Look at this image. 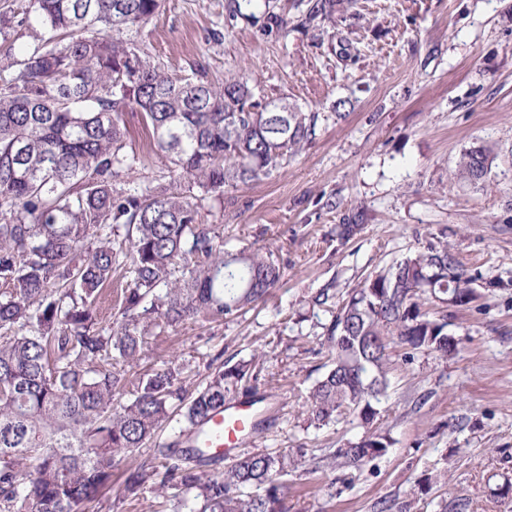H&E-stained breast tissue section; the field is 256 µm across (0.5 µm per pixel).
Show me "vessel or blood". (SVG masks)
I'll list each match as a JSON object with an SVG mask.
<instances>
[{
    "instance_id": "vessel-or-blood-1",
    "label": "vessel or blood",
    "mask_w": 512,
    "mask_h": 512,
    "mask_svg": "<svg viewBox=\"0 0 512 512\" xmlns=\"http://www.w3.org/2000/svg\"><path fill=\"white\" fill-rule=\"evenodd\" d=\"M257 419L253 406L239 401L213 413L204 426L210 457L217 461L232 459L244 435L250 433Z\"/></svg>"
}]
</instances>
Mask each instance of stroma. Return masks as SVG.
<instances>
[{"label":"stroma","instance_id":"stroma-1","mask_svg":"<svg viewBox=\"0 0 512 512\" xmlns=\"http://www.w3.org/2000/svg\"><path fill=\"white\" fill-rule=\"evenodd\" d=\"M28 0H0V74L38 45L36 21L18 24ZM314 0H163L138 40L177 77L218 83L243 75L269 97H288L317 113L298 155L259 181L225 188L202 202V222L229 250L266 247L285 280L264 306L219 326L188 323L150 338L136 377L178 355L186 386L204 382L217 353L263 356L273 403L263 436L241 452L304 449L288 478L290 512H376L383 499L409 500L412 512H440V501L469 498L470 512H512L494 490L512 480V0H355L332 20L306 24ZM123 184L175 188L172 166L147 145L139 111L123 115ZM489 150L482 185L452 180L460 153ZM341 224L361 225L350 240ZM447 239L479 297L454 311L456 343L447 360L405 359L391 344L388 397L378 427L393 446L349 474L316 468L322 449L360 436L343 422L307 427V393L328 350L330 316L308 299L341 294L410 249ZM505 280L502 288L491 287ZM431 475L432 487L419 482ZM121 475L80 512H156L151 490L120 492Z\"/></svg>","mask_w":512,"mask_h":512}]
</instances>
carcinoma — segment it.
<instances>
[{"label": "carcinoma", "instance_id": "1", "mask_svg": "<svg viewBox=\"0 0 512 512\" xmlns=\"http://www.w3.org/2000/svg\"><path fill=\"white\" fill-rule=\"evenodd\" d=\"M162 0H30L40 44L0 80V512H79L146 444L124 494L148 488L180 512H289L295 453L258 450L211 470L196 446L210 415L239 398L264 401L262 357L230 359L188 391L176 361L129 382L157 329L224 323L281 287L273 251L224 249L201 222L198 189L224 193L268 176L297 155L317 115L291 102L288 120L232 76L221 84L175 78L130 35ZM343 0H316L324 20ZM142 112L153 150L175 165L184 189L118 188L132 167L121 154L126 109ZM490 167L482 147L464 150L453 178L477 184ZM124 226L125 234L114 233ZM127 274L112 327L98 300ZM477 297L448 244L418 247L336 300L310 297L324 325L330 364L309 390L307 423L352 418L362 428L320 456L323 468L361 471L387 454L375 422L390 385L389 343L408 357L455 353L448 305ZM132 386L131 398L116 395Z\"/></svg>", "mask_w": 512, "mask_h": 512}]
</instances>
